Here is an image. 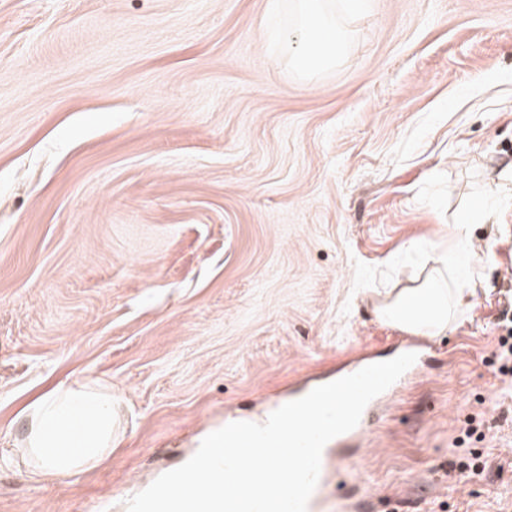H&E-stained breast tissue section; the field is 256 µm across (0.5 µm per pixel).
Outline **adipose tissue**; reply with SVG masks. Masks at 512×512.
Listing matches in <instances>:
<instances>
[{"label":"adipose tissue","mask_w":512,"mask_h":512,"mask_svg":"<svg viewBox=\"0 0 512 512\" xmlns=\"http://www.w3.org/2000/svg\"><path fill=\"white\" fill-rule=\"evenodd\" d=\"M299 20L282 30L280 42L296 70L315 72L335 66L346 36L325 8V0H297ZM482 264L471 249L469 224L434 269L415 288L375 304L374 314L402 331L438 336L452 312L475 290ZM119 407L110 385L93 379L61 382L30 399L21 411V451L29 472L43 478L70 477L98 467L112 453Z\"/></svg>","instance_id":"ef3b65f1"}]
</instances>
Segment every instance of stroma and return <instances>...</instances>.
<instances>
[{
    "instance_id": "1",
    "label": "stroma",
    "mask_w": 512,
    "mask_h": 512,
    "mask_svg": "<svg viewBox=\"0 0 512 512\" xmlns=\"http://www.w3.org/2000/svg\"><path fill=\"white\" fill-rule=\"evenodd\" d=\"M368 4L306 78L267 32L292 0H0V448L62 381H108L124 414L94 470L1 461L0 512H127L229 418L394 357L374 303L465 218L485 283L338 487L512 512V375L491 363L512 315V0ZM472 416L488 479L453 453Z\"/></svg>"
}]
</instances>
